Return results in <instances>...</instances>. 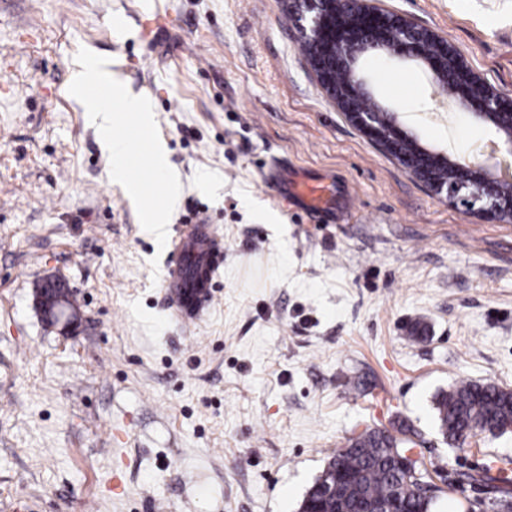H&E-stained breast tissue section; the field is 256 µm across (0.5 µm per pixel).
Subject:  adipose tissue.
<instances>
[{"mask_svg":"<svg viewBox=\"0 0 512 512\" xmlns=\"http://www.w3.org/2000/svg\"><path fill=\"white\" fill-rule=\"evenodd\" d=\"M111 87L114 96L120 100L124 108L132 112L140 127H150L153 115L148 102L142 99L126 97L120 83L114 82L112 73L95 58L84 57L72 74L71 90L81 100L90 122L96 126L107 147L116 155H123L125 147L112 138V111L90 95L89 90L100 86Z\"/></svg>","mask_w":512,"mask_h":512,"instance_id":"obj_1","label":"adipose tissue"}]
</instances>
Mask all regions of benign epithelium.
Wrapping results in <instances>:
<instances>
[{"label":"benign epithelium","instance_id":"benign-epithelium-1","mask_svg":"<svg viewBox=\"0 0 512 512\" xmlns=\"http://www.w3.org/2000/svg\"><path fill=\"white\" fill-rule=\"evenodd\" d=\"M295 19L300 44L308 48L309 64L329 96H334L326 69L344 68L351 75V82L344 86L346 96H354L364 90L365 79L359 76L355 63L359 56L371 53L400 59L420 61L435 82L448 78L440 57L432 55L429 45L436 43L441 54L451 52L449 44L440 43V37L428 27L407 15L383 11L371 7L365 0H294ZM352 9L356 21L333 25L329 16ZM461 79L453 83L459 100L472 115L492 125L497 131L509 127L512 131V98L489 89L479 95L472 93L471 86L482 80L466 64L459 60ZM346 112L353 124L373 142L387 139L412 144L414 153L420 155L426 171L430 162L442 163L447 155L428 150L418 144L416 138L404 130L398 119L380 126L379 112L373 108L352 111L345 107L343 98L335 100ZM457 177L450 183L432 181V193L460 204L468 210H476L491 220L501 219L502 214L512 213V193L504 190L501 181L490 169L475 163H457ZM48 289L41 290L35 300L36 308L49 327L67 328L77 322L80 313L65 300L68 283L61 278L46 279Z\"/></svg>","mask_w":512,"mask_h":512}]
</instances>
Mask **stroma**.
Returning a JSON list of instances; mask_svg holds the SVG:
<instances>
[{
  "label": "stroma",
  "instance_id": "1",
  "mask_svg": "<svg viewBox=\"0 0 512 512\" xmlns=\"http://www.w3.org/2000/svg\"><path fill=\"white\" fill-rule=\"evenodd\" d=\"M371 2L512 97V0ZM147 12L164 19L149 43ZM85 56L152 106L145 133L99 89L124 155L71 91ZM359 70L422 146L506 159L491 125L432 111L423 64ZM156 141L179 179L160 239L142 222L166 196ZM280 156L342 181L350 216L283 210L262 178ZM119 164L141 198L113 182ZM195 218L224 258L187 319L162 281ZM48 277L74 294L70 334L35 308ZM463 379L512 391V223L376 149L308 67L283 0H0V512H298L349 438L403 426L440 488L432 512H470L486 489L455 471L512 460V431L446 444L434 398Z\"/></svg>",
  "mask_w": 512,
  "mask_h": 512
}]
</instances>
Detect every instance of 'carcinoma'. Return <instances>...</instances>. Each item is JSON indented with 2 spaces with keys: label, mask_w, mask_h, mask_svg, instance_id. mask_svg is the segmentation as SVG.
Instances as JSON below:
<instances>
[{
  "label": "carcinoma",
  "mask_w": 512,
  "mask_h": 512,
  "mask_svg": "<svg viewBox=\"0 0 512 512\" xmlns=\"http://www.w3.org/2000/svg\"><path fill=\"white\" fill-rule=\"evenodd\" d=\"M435 409L444 437L461 445L468 435L479 431L503 434L512 429V391L492 384L461 381L440 393ZM404 438L373 429L354 438L350 445L329 461L322 474L303 497L299 509L316 500L317 489L326 481L336 484V505L351 512H367L379 506L390 512H431L437 495L427 470L401 466L394 455L411 451L408 428ZM494 512H512V483L492 487Z\"/></svg>",
  "instance_id": "1"
}]
</instances>
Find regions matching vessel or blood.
<instances>
[{
    "label": "vessel or blood",
    "mask_w": 512,
    "mask_h": 512,
    "mask_svg": "<svg viewBox=\"0 0 512 512\" xmlns=\"http://www.w3.org/2000/svg\"><path fill=\"white\" fill-rule=\"evenodd\" d=\"M278 194L283 208H291L312 217L321 224H333L338 220L333 206L335 185L308 187L299 190L297 179L288 173V165L278 162L264 174ZM172 264L163 282L177 302H184L186 294H193L197 302H204L213 294V276L218 263L217 239L210 225L194 223L192 231L173 251Z\"/></svg>",
    "instance_id": "obj_1"
}]
</instances>
